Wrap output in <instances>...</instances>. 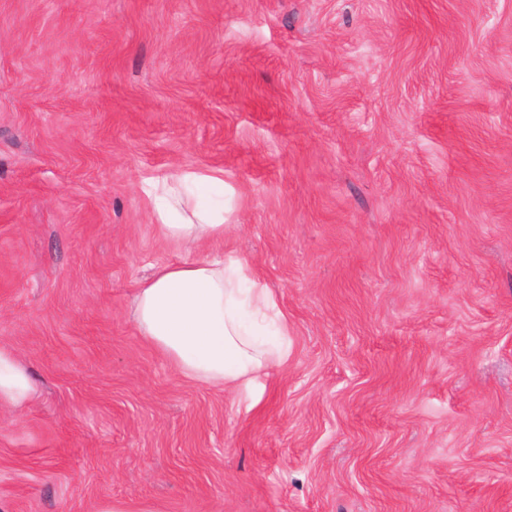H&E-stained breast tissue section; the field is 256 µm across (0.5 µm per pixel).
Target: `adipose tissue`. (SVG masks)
<instances>
[{
    "mask_svg": "<svg viewBox=\"0 0 512 512\" xmlns=\"http://www.w3.org/2000/svg\"><path fill=\"white\" fill-rule=\"evenodd\" d=\"M223 184L219 170L146 180L144 193L161 234L184 248L223 239V212L202 205L197 194ZM132 314L143 339L192 382L248 389L288 362V318L275 294L236 258L158 265L139 284ZM34 396L29 370L1 345L0 409L24 407Z\"/></svg>",
    "mask_w": 512,
    "mask_h": 512,
    "instance_id": "1",
    "label": "adipose tissue"
}]
</instances>
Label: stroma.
Segmentation results:
<instances>
[{"mask_svg":"<svg viewBox=\"0 0 512 512\" xmlns=\"http://www.w3.org/2000/svg\"><path fill=\"white\" fill-rule=\"evenodd\" d=\"M224 172L290 323L261 398L139 335ZM0 512H512V0H0ZM203 187L224 188L223 172L188 171L176 181L157 177L144 183V193L161 234L179 247H200L224 239V209L214 211L200 203L198 192ZM35 386L29 370L14 351L0 346V409H18L35 396Z\"/></svg>","mask_w":512,"mask_h":512,"instance_id":"obj_1","label":"stroma"}]
</instances>
